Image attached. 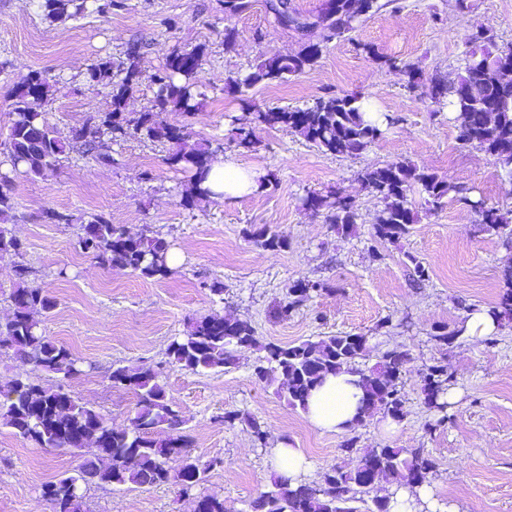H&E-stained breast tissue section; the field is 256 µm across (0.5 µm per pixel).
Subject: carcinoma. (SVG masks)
I'll use <instances>...</instances> for the list:
<instances>
[{
  "mask_svg": "<svg viewBox=\"0 0 512 512\" xmlns=\"http://www.w3.org/2000/svg\"><path fill=\"white\" fill-rule=\"evenodd\" d=\"M335 19L321 20L323 41L328 43L354 29L356 15L368 14L380 8L378 0H330ZM117 0H41L45 19L64 24L88 13H107ZM495 43L488 29L473 34L471 46L464 49L463 69L456 83L440 80L429 88L431 102L437 107L448 106L461 140L480 147L493 156L512 181V152L506 153L505 142L512 143V87L501 83V69L512 65V45L491 51ZM320 57V45L305 44L290 54H278L260 61L244 73L228 80L225 91L241 106L243 113L236 118L230 143L238 151H254L260 143L258 133L268 126L279 125L303 137L324 152L360 154L378 141L383 134V120L367 113L355 94L315 97L301 107H279L263 110L253 105L246 91L261 84L285 82L315 67ZM205 62V49H172L165 63L148 76L155 86L150 109L133 114L127 111L128 100L138 90L143 79L139 51L132 47L125 58L114 63L98 62L87 69V79L99 82L112 78L109 108L92 116L73 130L71 139L64 141L55 135L46 113L36 105L50 99L52 85L39 72L29 74L18 86L9 132L12 170L30 177H44L55 170L61 157L70 150L110 163L112 157L98 152L102 137L114 141L129 138L168 143L176 150L169 163L191 173L194 193L185 199L191 209L201 199L210 196L204 186L214 156L222 145L210 143L185 148L183 127L163 119L165 112L194 113L201 110L206 97L205 84L200 78ZM360 181L381 200L382 208L373 225L372 236L381 241H396L409 232L416 222V213L409 199L413 188L420 189L426 205L436 209L443 200L459 198L481 217L484 230L512 243V213L473 203L467 197L468 188L426 173L407 161H398L383 168L365 170ZM325 223L341 232H348L356 223L353 202L328 190L321 195ZM255 241L264 249L280 252L288 249V241L263 229L254 233ZM82 244L97 263L111 270H131L145 279L167 277V243L151 226L146 225L136 236L103 215H96L82 225ZM19 256L23 244L0 225V253ZM505 291L498 305L490 312L499 318L512 317V271H504ZM324 289L319 282H299L290 288L288 300L277 305L279 317L305 305L311 293ZM14 313L0 323V350H9L35 371L52 373L58 383L45 386L29 378H13L0 384V425L13 434L44 448H84V438H95L97 454L85 461L73 474H65L46 484L43 496L55 507V512H83L79 484L144 488L175 481L182 493L189 495L204 481L208 466L191 455L187 436L182 434L184 420L174 408L157 373L151 368L117 366L109 379L112 385L133 392L136 403L129 425L114 427L93 406L81 402L65 388V381L80 374L81 360L63 345H59L39 329L31 312H52L57 301L41 288L19 286L12 295ZM368 338L355 334L324 336L316 341L281 346H262L264 355L258 358L254 375L260 382L271 383L276 375L284 382L277 389L291 408L308 409L313 388L330 374L347 372L358 376V385L365 393V405L357 424H362L376 412L399 423L407 415L406 399L401 379L408 360L406 351L388 350L370 369L358 367ZM256 346L252 326L242 321L204 317L193 323L182 336L168 345L171 362L193 373L207 370L223 371L235 365V353ZM447 366L435 362L425 369L421 391L424 404L441 413L439 422L448 420L444 414L447 402L441 395L447 390ZM245 424L255 444L265 446L268 434L255 417L233 411L224 414V422ZM160 426L169 429L163 440L152 437ZM366 464L351 469L333 466L319 480L303 482L295 487L277 478L272 487L250 503L251 512H390V498L369 496L379 482L421 486L429 479L434 462L423 448H372L364 456ZM178 464L171 470L169 462Z\"/></svg>",
  "mask_w": 512,
  "mask_h": 512,
  "instance_id": "cac0c4a2",
  "label": "carcinoma"
}]
</instances>
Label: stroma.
<instances>
[{"mask_svg":"<svg viewBox=\"0 0 512 512\" xmlns=\"http://www.w3.org/2000/svg\"><path fill=\"white\" fill-rule=\"evenodd\" d=\"M228 24L237 30L231 44L224 41ZM480 28L495 34L497 46L512 44V0H387L328 43L319 30L304 37L279 26L266 0H252L246 13L231 20L224 16V0H120L110 13L64 26L45 20L38 0H0V162L14 91L30 72L49 78L52 95L41 109L66 137L109 106L110 85L85 79L90 65L120 60L135 45L148 75L172 48L202 46V110L169 112L166 120L186 128L188 145L223 144L226 158L271 178L263 192L201 201L189 210L181 201L192 179L168 164L171 146L140 139L105 140L109 164L72 152L48 177L12 175L7 227L24 252L0 256V320L12 313L10 295L18 285L53 295L55 310L39 318L46 336L91 366L70 379L68 389L116 427L127 425L135 397L112 385V366L153 368L186 420L192 455L209 465L202 492L223 499L226 512H248L249 502L268 490L271 451L284 440L311 462V482L327 468L356 466L372 448H423L436 463L428 486L438 512H512V320L490 341L458 333L469 310L498 302L512 246L486 232L467 205L449 200L430 211L415 190L410 199L418 218L409 233L393 243L376 240L373 224L382 204L359 179L364 170L408 160L466 185L487 206L512 211V182L495 159L460 140L452 112L406 87L408 64L417 67L422 84L436 76L456 80L461 52ZM307 40L322 46L315 68L282 84L255 87L250 99L268 109L354 93L392 117L391 127L358 155L321 151L279 126L261 131L255 151L227 148L241 113L224 92L228 78L266 57L297 51ZM326 186L355 204L349 233L335 231L323 214L302 204L307 191ZM49 208L72 215V223H47L43 213ZM97 214L132 234L151 226L180 256L173 274L145 279L98 265L79 245L81 224ZM262 228L287 239L288 249L273 253L258 246L253 233ZM418 261L429 269L426 280L414 273ZM21 265L28 269L23 278L17 275ZM215 281L223 283V296L210 292ZM300 281L325 288L288 317H277L275 306ZM205 316L250 323L259 345L366 336L363 369L386 350L404 349L406 418L387 434L384 415L374 414L355 428L353 452L342 453L344 437L314 428L303 411L255 378L257 348L238 352L226 372L192 373L170 363V341ZM441 324L456 333L444 347L430 338ZM436 359L452 376L453 397L442 424L421 392L422 375ZM228 411L257 417L269 434L267 447L257 446L244 425L224 424ZM95 453L92 447L77 453L42 448L0 426V512H53L44 485L74 473ZM83 500L86 512H194L193 497L172 482L148 489L89 484Z\"/></svg>","mask_w":512,"mask_h":512,"instance_id":"obj_1","label":"stroma"}]
</instances>
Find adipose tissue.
Returning a JSON list of instances; mask_svg holds the SVG:
<instances>
[{"instance_id": "ef3b65f1", "label": "adipose tissue", "mask_w": 512, "mask_h": 512, "mask_svg": "<svg viewBox=\"0 0 512 512\" xmlns=\"http://www.w3.org/2000/svg\"><path fill=\"white\" fill-rule=\"evenodd\" d=\"M256 178L255 171L221 159L212 164L208 184L215 193L234 198L252 192ZM362 395L353 374L342 372L328 376L322 386L312 391L306 416L317 429L346 434L359 417Z\"/></svg>"}]
</instances>
